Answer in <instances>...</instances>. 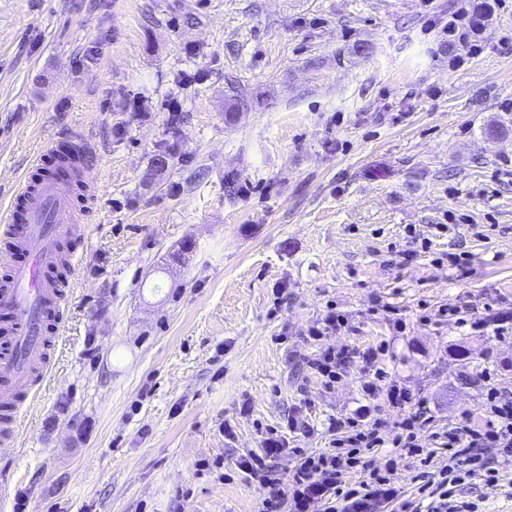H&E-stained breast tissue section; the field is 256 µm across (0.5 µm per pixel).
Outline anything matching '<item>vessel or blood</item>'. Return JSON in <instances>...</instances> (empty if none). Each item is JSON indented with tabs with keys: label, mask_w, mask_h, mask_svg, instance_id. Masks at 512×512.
Here are the masks:
<instances>
[{
	"label": "vessel or blood",
	"mask_w": 512,
	"mask_h": 512,
	"mask_svg": "<svg viewBox=\"0 0 512 512\" xmlns=\"http://www.w3.org/2000/svg\"><path fill=\"white\" fill-rule=\"evenodd\" d=\"M65 145V139L50 140L34 162L42 178L20 177L14 204L0 209V242L20 256L0 282V310L15 317L11 345L0 351V368L7 371L12 392L0 408L8 411L31 391L52 337L61 332V321L45 315L59 298L51 273L69 263L68 244L85 242L79 208L93 205L100 191L90 172L65 155Z\"/></svg>",
	"instance_id": "b4317fda"
}]
</instances>
